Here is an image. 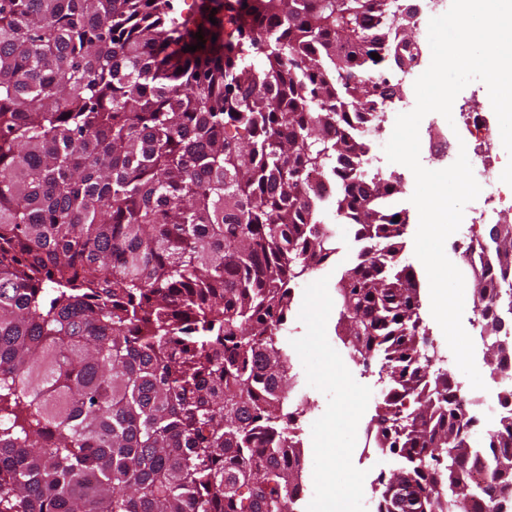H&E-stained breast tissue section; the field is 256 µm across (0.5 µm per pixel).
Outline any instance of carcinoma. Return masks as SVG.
<instances>
[{
  "mask_svg": "<svg viewBox=\"0 0 512 512\" xmlns=\"http://www.w3.org/2000/svg\"><path fill=\"white\" fill-rule=\"evenodd\" d=\"M173 10L0 0V512H289L302 452L277 332L292 283L337 251L311 172L362 244L337 330L379 362L372 422L404 496L512 512V384L472 447L448 374L425 369L405 220L382 206L398 182L367 168L389 79L365 74L395 62L402 20L377 0ZM475 248L480 321L509 322L512 236Z\"/></svg>",
  "mask_w": 512,
  "mask_h": 512,
  "instance_id": "obj_1",
  "label": "carcinoma"
}]
</instances>
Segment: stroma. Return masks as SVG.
Returning a JSON list of instances; mask_svg holds the SVG:
<instances>
[{
    "label": "stroma",
    "instance_id": "stroma-1",
    "mask_svg": "<svg viewBox=\"0 0 512 512\" xmlns=\"http://www.w3.org/2000/svg\"><path fill=\"white\" fill-rule=\"evenodd\" d=\"M430 10H423L416 39L422 57L402 85L400 99L387 103L382 130L372 131L370 168L382 175L397 177L399 192L388 197L389 210L401 212L408 227L402 240V263L420 270L421 263L413 252L411 227L419 222V214L411 197L415 190L412 172L404 165L389 162L384 146L391 137L398 114L411 111L416 104L414 82L431 62L428 41ZM461 116L446 120L437 113L427 114L419 127L420 162L430 170L449 167V154L458 152L459 140L453 124ZM335 255L323 266L306 275L294 289L292 310L286 328L280 331V342L290 360L299 361L302 373L294 374L292 394L305 395V410L315 419L313 434H300L305 456L304 497L294 512H375L381 491L380 479L389 477L397 467L394 455L373 448L370 460L359 462L357 448L360 423L372 419L377 395L382 387L377 367H364L353 361L349 350L336 334V282L355 261L360 245L353 236L337 238ZM345 373H337V366ZM334 485L337 495L324 494L326 485Z\"/></svg>",
    "mask_w": 512,
    "mask_h": 512
}]
</instances>
